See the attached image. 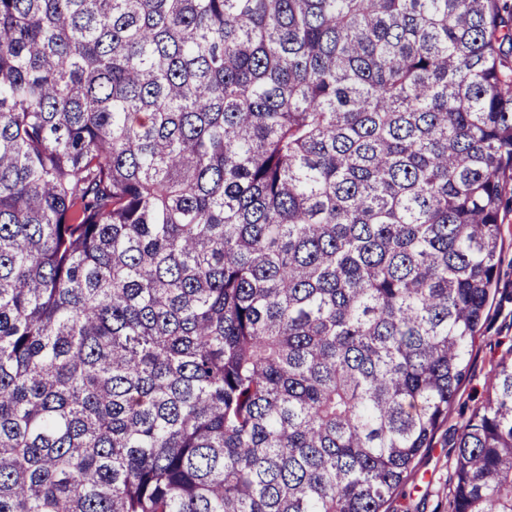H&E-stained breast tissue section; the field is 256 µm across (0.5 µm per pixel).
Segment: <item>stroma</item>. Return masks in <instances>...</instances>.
I'll return each mask as SVG.
<instances>
[{"label": "stroma", "mask_w": 512, "mask_h": 512, "mask_svg": "<svg viewBox=\"0 0 512 512\" xmlns=\"http://www.w3.org/2000/svg\"><path fill=\"white\" fill-rule=\"evenodd\" d=\"M503 196L499 261L481 329L465 361V378L430 448L416 458L412 476L389 501V512H452L455 444L463 425L484 402L498 363L512 357L511 179L505 182Z\"/></svg>", "instance_id": "1"}]
</instances>
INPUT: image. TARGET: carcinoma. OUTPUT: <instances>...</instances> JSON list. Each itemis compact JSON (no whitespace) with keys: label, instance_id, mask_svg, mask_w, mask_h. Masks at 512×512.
I'll return each mask as SVG.
<instances>
[{"label":"carcinoma","instance_id":"1","mask_svg":"<svg viewBox=\"0 0 512 512\" xmlns=\"http://www.w3.org/2000/svg\"><path fill=\"white\" fill-rule=\"evenodd\" d=\"M512 172V0H0V512H382ZM453 512H512V359Z\"/></svg>","mask_w":512,"mask_h":512}]
</instances>
